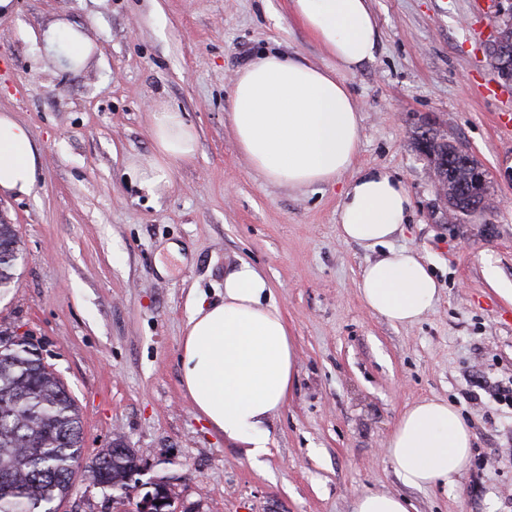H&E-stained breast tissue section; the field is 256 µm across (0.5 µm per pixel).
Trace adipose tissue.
<instances>
[{
	"instance_id": "ef3b65f1",
	"label": "adipose tissue",
	"mask_w": 512,
	"mask_h": 512,
	"mask_svg": "<svg viewBox=\"0 0 512 512\" xmlns=\"http://www.w3.org/2000/svg\"><path fill=\"white\" fill-rule=\"evenodd\" d=\"M296 21L336 60L321 68L297 54L262 52L234 76L229 121L239 150L266 180L291 188L329 185L344 172L338 212L340 236L384 254L362 270V302L388 322H419L438 300V283L412 249L393 247L406 224L411 198L386 168L359 165L361 115L339 71L373 62L380 29L369 0H290ZM43 50L65 71L78 70L93 52L82 31L58 20L42 33ZM149 136L153 153L134 171L157 197L172 187L176 167L193 159L199 140L181 112L155 105ZM36 146L28 128L0 114V195H31ZM270 285L251 264L224 279V299L196 301L182 345V379L195 409L225 439L246 445L250 460L269 452L265 427L288 400L296 353L285 318L268 301ZM468 425L448 401L429 398L406 407L385 442L404 484L448 486L467 468Z\"/></svg>"
}]
</instances>
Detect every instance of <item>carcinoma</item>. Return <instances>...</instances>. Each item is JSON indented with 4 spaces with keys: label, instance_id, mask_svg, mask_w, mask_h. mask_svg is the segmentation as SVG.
Returning <instances> with one entry per match:
<instances>
[{
    "label": "carcinoma",
    "instance_id": "cac0c4a2",
    "mask_svg": "<svg viewBox=\"0 0 512 512\" xmlns=\"http://www.w3.org/2000/svg\"><path fill=\"white\" fill-rule=\"evenodd\" d=\"M23 258L17 225L0 220V293L12 288ZM81 415L58 374L27 337L0 330V512H55L77 478L126 491L139 453L109 446L87 459Z\"/></svg>",
    "mask_w": 512,
    "mask_h": 512
}]
</instances>
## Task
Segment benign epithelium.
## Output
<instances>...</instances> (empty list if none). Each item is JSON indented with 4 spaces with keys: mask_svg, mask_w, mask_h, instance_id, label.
Masks as SVG:
<instances>
[{
    "mask_svg": "<svg viewBox=\"0 0 512 512\" xmlns=\"http://www.w3.org/2000/svg\"><path fill=\"white\" fill-rule=\"evenodd\" d=\"M489 48L496 50L491 56V66L504 82L512 84V27L498 26L496 36ZM450 164L429 166V175L445 215L453 218L454 213L464 209L481 210L485 213L495 209V202L489 196L488 172L472 161L467 150L457 144L448 149ZM156 492L140 500L138 512H174V500L164 482L152 484Z\"/></svg>",
    "mask_w": 512,
    "mask_h": 512,
    "instance_id": "obj_1",
    "label": "benign epithelium"
}]
</instances>
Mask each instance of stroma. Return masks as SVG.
<instances>
[{
    "label": "stroma",
    "instance_id": "1",
    "mask_svg": "<svg viewBox=\"0 0 512 512\" xmlns=\"http://www.w3.org/2000/svg\"><path fill=\"white\" fill-rule=\"evenodd\" d=\"M289 0H15L0 18V113L30 130L37 190L0 196L24 258L0 298V325L29 336L83 418L84 451L113 439L143 452L139 488L76 482L57 512H136L166 481L176 512H353L363 491L398 494L412 512H512V86L491 67V0H370L376 58L344 74L362 116L359 161L391 170L413 211L394 240L439 286L418 323L395 326L357 289L379 250L340 238L339 187L268 182L229 127L235 73L264 51L334 59L292 18ZM95 50L61 73L40 36L57 19ZM179 109L195 157L153 196L135 180L152 108ZM436 129L489 173L499 206L446 222L416 137ZM272 285L296 350L287 404L266 423L270 452L249 460L195 411L181 346L194 299L224 297L240 263ZM475 399H468V392ZM448 400L472 433L453 486H406L384 443L406 406Z\"/></svg>",
    "mask_w": 512,
    "mask_h": 512
}]
</instances>
